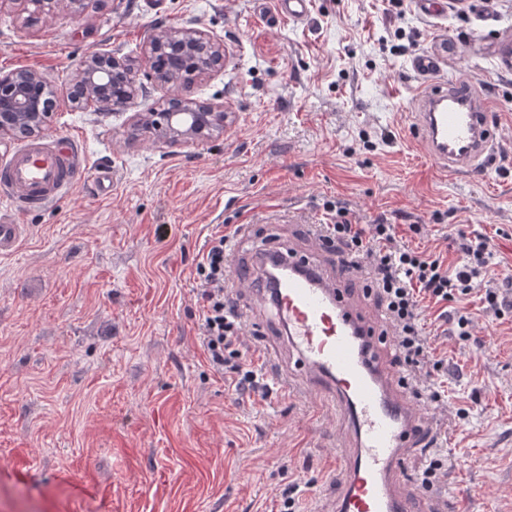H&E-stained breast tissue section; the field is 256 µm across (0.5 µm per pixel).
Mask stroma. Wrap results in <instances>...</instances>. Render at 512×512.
<instances>
[{
    "mask_svg": "<svg viewBox=\"0 0 512 512\" xmlns=\"http://www.w3.org/2000/svg\"><path fill=\"white\" fill-rule=\"evenodd\" d=\"M106 0L80 19L59 12L23 29L0 12V70L45 74L58 106L45 139L73 137L88 170L112 171L101 194L82 183L44 209L15 213L26 232L0 257V512H277L287 482L304 512H329L349 436L316 395L235 399L197 343L199 251L218 226L275 209L259 243L301 256L326 203L361 224L387 217L396 242L454 260L448 236L485 235L512 270V0H464L422 14L417 0H312L304 23L266 24L254 0ZM195 24L223 39V72L193 88L232 117L200 145L133 133L165 98L150 84L128 107L72 110L68 87L89 52L139 58L147 30ZM442 61L418 77L412 57ZM463 80L490 106L497 166L448 176L406 133L428 82ZM247 359L292 368L284 329L251 289ZM461 342L432 337L447 400L423 403L442 447L462 445L435 483L439 512H512V314L477 296ZM468 409L459 418V409Z\"/></svg>",
    "mask_w": 512,
    "mask_h": 512,
    "instance_id": "obj_1",
    "label": "stroma"
}]
</instances>
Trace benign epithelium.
I'll use <instances>...</instances> for the list:
<instances>
[{"label":"benign epithelium","mask_w":512,"mask_h":512,"mask_svg":"<svg viewBox=\"0 0 512 512\" xmlns=\"http://www.w3.org/2000/svg\"><path fill=\"white\" fill-rule=\"evenodd\" d=\"M22 3L46 17L61 9L79 16L88 0H0V9ZM228 59L223 39L192 24L153 28L146 32L136 61L101 52L86 55L67 102L74 109L110 113L127 107L144 90V82L152 81L170 90L173 107L137 114L138 126L169 146L203 144L223 131L229 115L224 106L198 101L190 93ZM47 86V77L36 70H0V137L24 140L45 132L57 106L56 100L45 99Z\"/></svg>","instance_id":"obj_1"}]
</instances>
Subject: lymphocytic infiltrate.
<instances>
[{
  "mask_svg": "<svg viewBox=\"0 0 512 512\" xmlns=\"http://www.w3.org/2000/svg\"><path fill=\"white\" fill-rule=\"evenodd\" d=\"M319 230L328 239L344 243L351 251L356 269H367L377 285V298L387 310L396 330L398 361L408 377L424 367L439 373L443 359L432 355L430 339L440 323L452 324L460 341L471 336L473 319L460 307L462 297L477 295L485 310L503 316L512 303V274L501 275L490 261L484 237L458 233V257L448 264L437 256L395 242V227L379 219L371 224L353 221L349 210L326 204ZM238 232L225 225L215 231L196 265L195 304L198 311V343L216 375L232 393L269 395L261 367L247 362L244 352V322L231 306L225 271L227 242ZM440 306L437 322H427L423 302Z\"/></svg>",
  "mask_w": 512,
  "mask_h": 512,
  "instance_id": "1",
  "label": "lymphocytic infiltrate"
}]
</instances>
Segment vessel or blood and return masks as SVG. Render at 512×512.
<instances>
[{
	"label": "vessel or blood",
	"mask_w": 512,
	"mask_h": 512,
	"mask_svg": "<svg viewBox=\"0 0 512 512\" xmlns=\"http://www.w3.org/2000/svg\"><path fill=\"white\" fill-rule=\"evenodd\" d=\"M273 4V21L300 24L310 13L311 0ZM411 135L451 175L473 172L495 152L487 104L461 83L434 84L417 95ZM84 181L106 193L112 172L86 171L71 137L37 141L0 166V201L11 209L41 208ZM24 231V225L0 218V256L15 250ZM230 249L253 256L257 278L240 270L232 278L257 283L260 295L276 308L304 387L319 392L354 434V448L336 451V467L347 475L336 512H420L421 503L397 487L404 460L424 430L388 365L391 345L384 316L372 318L355 308L340 283L311 258L278 245H255L249 230H242Z\"/></svg>",
	"instance_id": "b4317fda"
}]
</instances>
